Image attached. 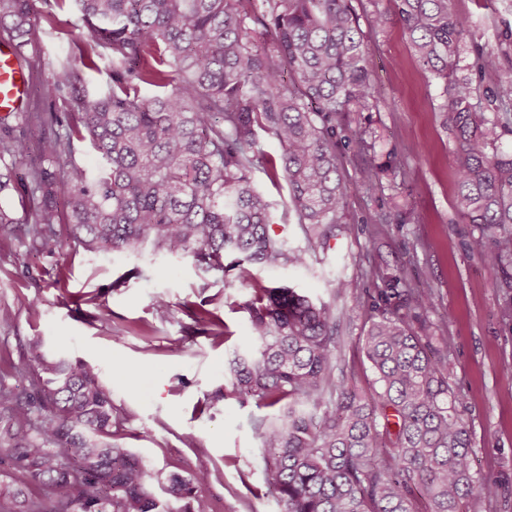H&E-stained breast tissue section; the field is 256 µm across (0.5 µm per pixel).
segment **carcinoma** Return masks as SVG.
<instances>
[{
    "label": "carcinoma",
    "instance_id": "1",
    "mask_svg": "<svg viewBox=\"0 0 512 512\" xmlns=\"http://www.w3.org/2000/svg\"><path fill=\"white\" fill-rule=\"evenodd\" d=\"M38 0H0V32L31 43ZM82 66L109 70L112 85L89 100L68 98L60 116L29 103L0 118V162L25 163L35 220L29 248L57 246L56 218L66 208L75 243L91 253L136 251L190 256L205 273L245 263L300 267L307 250L272 236L278 202L259 190L256 173L288 185L282 219L307 241L329 245L341 233L348 188L340 176L336 130L349 112L382 100L372 73L375 45L350 0H73ZM420 64L442 80L441 123L454 135L456 212L473 226L471 248L495 287L512 293V83L495 78L497 57L479 52L493 115L472 103L469 81L455 78L466 25L450 0H393ZM261 26L255 33L250 24ZM152 87V96L142 89ZM22 134L13 135L8 119ZM278 141L264 155L262 135ZM99 157L92 176L74 159V141ZM345 141L367 156L361 185L403 170L394 149L385 160L362 134ZM67 195L59 201L58 185ZM382 304L370 315L363 351L378 388L357 393L334 377L336 308L284 284L252 285L245 302L253 344L233 352L231 390L258 406L287 409L286 420L253 422L264 479L282 512H481L496 495L474 469L462 402L447 361L432 358L441 336L414 327L439 312L435 293L401 270L373 268ZM201 300L199 323L220 319ZM34 394L22 406L0 385V447L10 450L23 486L0 488V512H198L203 473L169 479L161 506L143 462L112 436L111 393L79 360L47 357L29 345ZM38 487L42 497L27 493Z\"/></svg>",
    "mask_w": 512,
    "mask_h": 512
}]
</instances>
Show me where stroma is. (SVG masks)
I'll return each mask as SVG.
<instances>
[{"mask_svg":"<svg viewBox=\"0 0 512 512\" xmlns=\"http://www.w3.org/2000/svg\"><path fill=\"white\" fill-rule=\"evenodd\" d=\"M352 6L376 45L373 69L383 100L376 110L351 113V124L367 130L379 154L394 149L403 156V184L363 190L361 157L337 142L349 193L347 222L330 249L310 254L303 268L250 264L245 274L225 278L202 272L190 257L156 255L147 247L87 252L63 220L56 226L60 248L30 250L26 229L34 205L23 188L24 169H15L11 186L0 192V208L16 219L0 231V315L13 319L0 327V383L22 397L30 392L35 373L27 348L42 340L48 356L95 369L112 392V442L139 457L156 481L203 473L207 479L196 491L202 512H281L265 486L253 431L255 419L278 416L279 408L222 395L233 351L251 343L242 307L251 284L290 285L335 305L339 369L350 387L368 394L374 374L362 351L369 307L361 273L401 267L439 298L442 313L427 323L433 335L448 339V380L462 400L475 467L497 486L490 512H512V320L503 318L505 297L470 247L471 225L457 216L453 136L439 118L443 83L417 61L392 0H352ZM451 8L469 29L464 76L474 77L483 50L512 80V0H452ZM378 12L386 23L375 28ZM55 16L59 30L37 20L36 40L27 47L47 60L30 73L34 99L45 83L62 79L60 61L79 23L70 4ZM407 211L415 220L381 225L377 238L369 237L367 218ZM339 279L346 286L338 292ZM205 297L224 323L222 337L193 317ZM161 303L168 307L163 317Z\"/></svg>","mask_w":512,"mask_h":512,"instance_id":"stroma-1","label":"stroma"}]
</instances>
